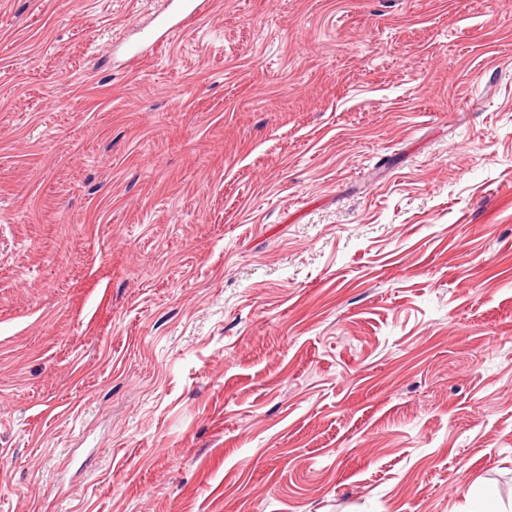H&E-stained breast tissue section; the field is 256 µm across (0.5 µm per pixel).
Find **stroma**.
<instances>
[{"instance_id":"stroma-1","label":"stroma","mask_w":512,"mask_h":512,"mask_svg":"<svg viewBox=\"0 0 512 512\" xmlns=\"http://www.w3.org/2000/svg\"><path fill=\"white\" fill-rule=\"evenodd\" d=\"M0 0V512H512V0ZM211 1L167 0L166 7L156 17V24L142 35L141 44L153 46L164 43L170 35L184 27L188 21L209 10Z\"/></svg>"}]
</instances>
